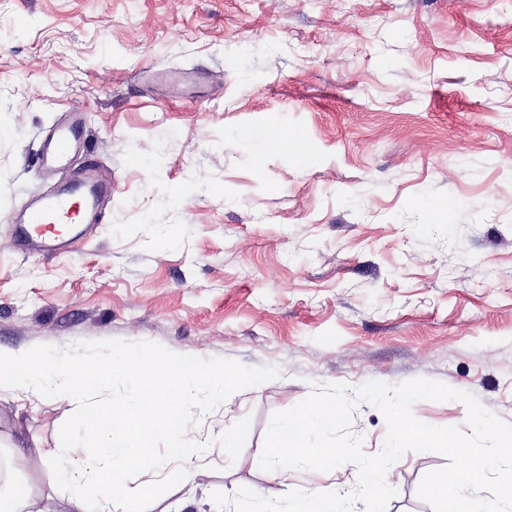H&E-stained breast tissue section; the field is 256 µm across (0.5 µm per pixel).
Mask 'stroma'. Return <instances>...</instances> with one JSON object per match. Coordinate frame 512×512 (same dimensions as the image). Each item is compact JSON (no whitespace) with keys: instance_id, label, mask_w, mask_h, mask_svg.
I'll return each instance as SVG.
<instances>
[{"instance_id":"stroma-1","label":"stroma","mask_w":512,"mask_h":512,"mask_svg":"<svg viewBox=\"0 0 512 512\" xmlns=\"http://www.w3.org/2000/svg\"><path fill=\"white\" fill-rule=\"evenodd\" d=\"M76 110L106 214L62 257L21 254L14 213L84 165L38 164ZM108 339L280 371L188 428L208 463L149 512L354 492L351 464L260 467L316 384L427 378L512 423V0H0V345ZM74 411L0 395L41 512H77L38 458ZM412 412L470 430L456 401ZM349 430L372 455L387 425L362 404ZM446 463L405 454L387 512H432L417 489Z\"/></svg>"}]
</instances>
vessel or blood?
Returning <instances> with one entry per match:
<instances>
[{
	"label": "vessel or blood",
	"mask_w": 512,
	"mask_h": 512,
	"mask_svg": "<svg viewBox=\"0 0 512 512\" xmlns=\"http://www.w3.org/2000/svg\"><path fill=\"white\" fill-rule=\"evenodd\" d=\"M82 131L83 120L79 117L60 128L46 145L45 164H56L75 153L83 143ZM111 195V186L88 177L65 182L26 203L12 221L11 237L17 247L30 253L49 256L68 252L72 238L53 234L52 225L100 223L103 203Z\"/></svg>",
	"instance_id": "b4317fda"
}]
</instances>
